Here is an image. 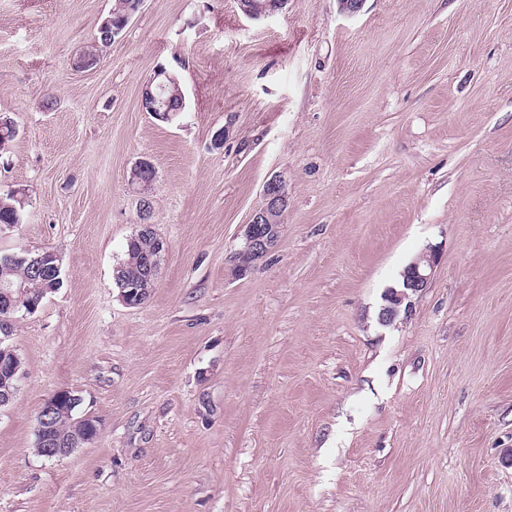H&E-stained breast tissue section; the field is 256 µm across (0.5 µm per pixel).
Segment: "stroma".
<instances>
[{
  "instance_id": "obj_1",
  "label": "stroma",
  "mask_w": 512,
  "mask_h": 512,
  "mask_svg": "<svg viewBox=\"0 0 512 512\" xmlns=\"http://www.w3.org/2000/svg\"><path fill=\"white\" fill-rule=\"evenodd\" d=\"M112 0H0V115L18 135L0 252L63 285L10 337L0 512H512V0H143L76 68ZM187 108L142 109L159 67ZM229 128L223 148L214 134ZM155 169L150 297L112 271ZM277 241L235 255L262 187ZM408 312H379L421 252ZM78 395L98 437L49 460L35 417ZM237 3L246 17L258 20L281 10L286 0H265L259 4L254 3V0H237ZM11 193L0 195V224H18L22 218L21 202ZM435 254L426 250L419 254L403 272L406 290L398 292L395 288L387 289L384 295L386 304L381 308L379 318L384 323L393 321L400 312V306L412 294L420 292L427 286L435 266Z\"/></svg>"
}]
</instances>
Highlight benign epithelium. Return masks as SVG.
<instances>
[{
	"instance_id": "1",
	"label": "benign epithelium",
	"mask_w": 512,
	"mask_h": 512,
	"mask_svg": "<svg viewBox=\"0 0 512 512\" xmlns=\"http://www.w3.org/2000/svg\"><path fill=\"white\" fill-rule=\"evenodd\" d=\"M242 13L254 20L264 18L281 10L286 0H263L256 4L254 0H237ZM148 166V162L141 161L132 170V180L139 183V199L148 203L151 200L153 181L141 178L142 168ZM288 207V189L286 180L280 176H274L267 180L263 186V203L251 215L244 235V245L239 250V259H258L270 249L271 237L269 236V224L273 215L286 211ZM435 266V254L426 250L419 254L403 272L405 290L397 291L389 288L384 295L385 305L381 308L379 318L384 323L393 321L400 312V306L409 299L410 294L417 293L427 286ZM31 313L30 307L23 306L21 288H12V285L0 287V323L5 322L4 315L8 313ZM20 366L12 364L9 383L0 392V407L11 400L18 389ZM70 398L66 390L57 391L49 396L44 404L39 417L38 432L41 443L45 448L46 458H63L77 448L92 443L99 434L96 425H86L74 438L63 441L57 438L53 432V421L58 405L64 399Z\"/></svg>"
}]
</instances>
